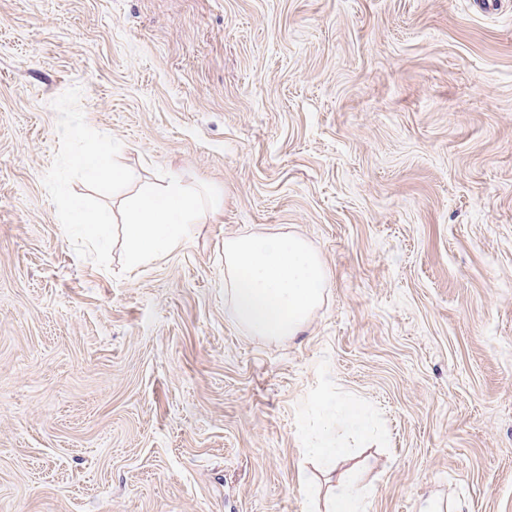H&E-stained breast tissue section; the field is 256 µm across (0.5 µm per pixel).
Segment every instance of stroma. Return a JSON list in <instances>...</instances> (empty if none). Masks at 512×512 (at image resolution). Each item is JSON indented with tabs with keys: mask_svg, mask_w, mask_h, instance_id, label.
<instances>
[{
	"mask_svg": "<svg viewBox=\"0 0 512 512\" xmlns=\"http://www.w3.org/2000/svg\"><path fill=\"white\" fill-rule=\"evenodd\" d=\"M220 215L123 271L43 184L52 102ZM330 275L304 332L231 314L224 241ZM371 424L325 473L322 403ZM512 512V0H0V512ZM359 507V491L351 483H346L329 494L325 512H359Z\"/></svg>",
	"mask_w": 512,
	"mask_h": 512,
	"instance_id": "35a3bbf8",
	"label": "stroma"
}]
</instances>
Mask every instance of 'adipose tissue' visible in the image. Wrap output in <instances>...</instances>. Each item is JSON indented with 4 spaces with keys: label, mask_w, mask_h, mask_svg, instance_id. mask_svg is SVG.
I'll return each instance as SVG.
<instances>
[{
    "label": "adipose tissue",
    "mask_w": 512,
    "mask_h": 512,
    "mask_svg": "<svg viewBox=\"0 0 512 512\" xmlns=\"http://www.w3.org/2000/svg\"><path fill=\"white\" fill-rule=\"evenodd\" d=\"M225 285L236 321L262 336L291 337L307 325L320 304L328 270L299 235H236L224 241ZM320 439L309 455L334 469L344 448L336 431L362 432L366 418L356 404L328 405Z\"/></svg>",
    "instance_id": "ef3b65f1"
}]
</instances>
